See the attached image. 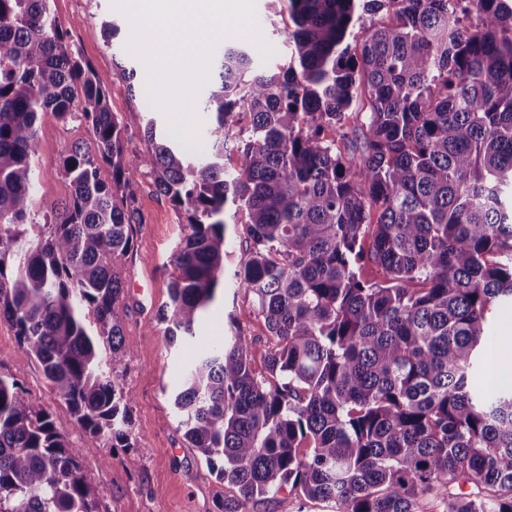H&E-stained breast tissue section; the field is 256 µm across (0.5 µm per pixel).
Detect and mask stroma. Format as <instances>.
Instances as JSON below:
<instances>
[{
  "label": "stroma",
  "mask_w": 512,
  "mask_h": 512,
  "mask_svg": "<svg viewBox=\"0 0 512 512\" xmlns=\"http://www.w3.org/2000/svg\"><path fill=\"white\" fill-rule=\"evenodd\" d=\"M54 15L68 27V44L76 57L90 62L100 73L112 71L113 55L122 56L137 69V86L115 79L108 87L112 112L124 123V150L127 155L145 151L142 127L154 118L159 130H166L163 113L153 108L146 94V71L128 53L126 45L132 27L128 18L112 6V0H50ZM258 24L264 40L276 50L269 61L254 59V69L277 70L288 61L285 32L287 12L272 13L269 0H256ZM118 25L113 41H106L104 22ZM40 149L34 162L41 183L37 212H49L52 204L70 194L68 181L59 174L64 151L79 143L91 145L87 128L77 123H61L53 117L39 127ZM141 215L135 252L125 264V298L120 307L124 331L136 348L127 361L118 383L129 407L133 445L108 447L99 437L82 431L64 401L44 376L37 360L19 344L14 327L0 321V374L14 378L37 405L47 409L57 428L80 450L81 468L101 503V512H217L218 502L233 496L230 486L220 484L197 449L191 448L185 429L173 406V393L182 371L194 358L197 348L189 343L168 345L158 312L169 301L168 284L175 273L171 256L184 235V227L174 206L161 196L150 177L130 171ZM241 314L248 334L254 338V366L262 368L266 330L250 316L243 289L228 283L210 305L202 329V341L212 344L224 339V320L229 311ZM512 305L497 306L491 314V328L484 340L486 360H497V388L512 389ZM138 469H130L129 458Z\"/></svg>",
  "instance_id": "stroma-1"
}]
</instances>
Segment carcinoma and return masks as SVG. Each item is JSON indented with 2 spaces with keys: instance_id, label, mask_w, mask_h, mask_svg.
Segmentation results:
<instances>
[{
  "instance_id": "cac0c4a2",
  "label": "carcinoma",
  "mask_w": 512,
  "mask_h": 512,
  "mask_svg": "<svg viewBox=\"0 0 512 512\" xmlns=\"http://www.w3.org/2000/svg\"><path fill=\"white\" fill-rule=\"evenodd\" d=\"M284 2V72L224 47L196 103L214 114L207 147L191 155L150 119L127 157L109 78L75 57L49 0H0V320L77 425L133 447L116 380L135 349L119 309L142 169L185 218L168 343L196 338L226 282L271 341L258 373L228 313L174 394L191 447L238 491L218 512L287 486L335 512H512V391L475 384L489 314L512 303V0ZM112 76L132 88L137 70L114 58ZM45 115L94 147L66 150L71 195L39 224ZM0 512H99L79 449L2 375Z\"/></svg>"
}]
</instances>
